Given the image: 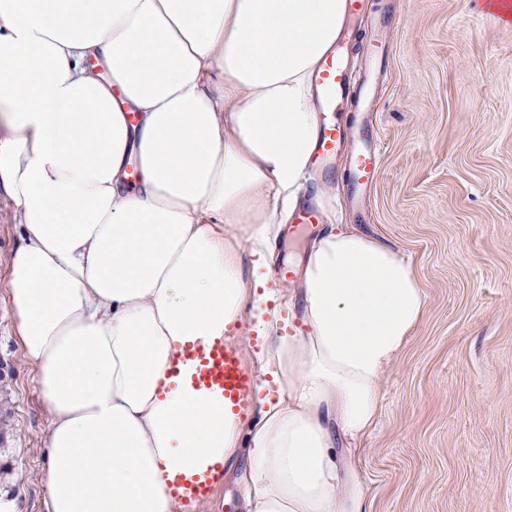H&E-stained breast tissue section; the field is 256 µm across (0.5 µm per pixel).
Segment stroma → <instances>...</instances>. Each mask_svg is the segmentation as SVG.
I'll use <instances>...</instances> for the list:
<instances>
[{
	"mask_svg": "<svg viewBox=\"0 0 512 512\" xmlns=\"http://www.w3.org/2000/svg\"><path fill=\"white\" fill-rule=\"evenodd\" d=\"M345 32L356 70L375 40L386 46L371 112L349 99L340 114L368 125L381 164L352 200L339 155L313 170L305 198L326 223L399 250L427 297L359 443L368 512H512V23L484 0H367ZM21 241L1 197L0 493L42 512L49 414L8 309Z\"/></svg>",
	"mask_w": 512,
	"mask_h": 512,
	"instance_id": "35a3bbf8",
	"label": "stroma"
}]
</instances>
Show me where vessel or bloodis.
<instances>
[{
	"instance_id": "obj_1",
	"label": "vessel or blood",
	"mask_w": 512,
	"mask_h": 512,
	"mask_svg": "<svg viewBox=\"0 0 512 512\" xmlns=\"http://www.w3.org/2000/svg\"><path fill=\"white\" fill-rule=\"evenodd\" d=\"M316 90V107L319 112V132L315 148L318 166H326L343 150H350L355 180L368 186L376 178L380 154L375 146H354L350 133L336 120L339 105L345 98H367V83H354L343 51L330 53L313 75ZM187 358L193 367V386L218 393L226 406L239 417H247L256 397L257 381L247 368L244 357L235 344L221 339L205 348L188 350ZM224 468L221 464L209 465L205 470L192 474H176L171 482L172 492L186 506L212 497L222 486Z\"/></svg>"
}]
</instances>
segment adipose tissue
I'll use <instances>...</instances> for the list:
<instances>
[{"mask_svg": "<svg viewBox=\"0 0 512 512\" xmlns=\"http://www.w3.org/2000/svg\"><path fill=\"white\" fill-rule=\"evenodd\" d=\"M346 0H0L10 312L50 413L44 512H182L175 472L237 460L243 512H366L351 442L422 319L412 268L330 225L303 330L267 260L312 164V76ZM248 420L169 372L241 321Z\"/></svg>", "mask_w": 512, "mask_h": 512, "instance_id": "1", "label": "adipose tissue"}]
</instances>
